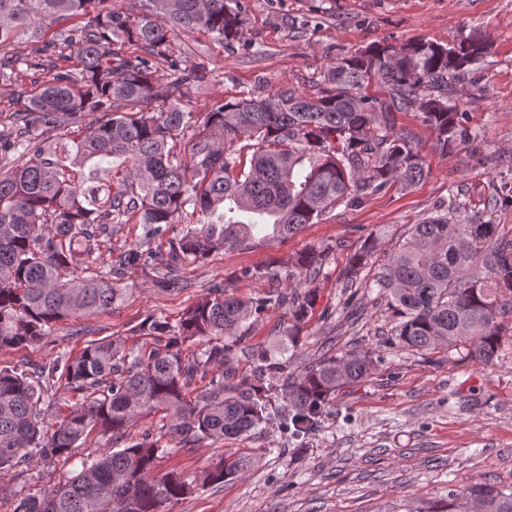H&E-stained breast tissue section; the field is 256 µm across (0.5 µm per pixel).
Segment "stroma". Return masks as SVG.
Returning <instances> with one entry per match:
<instances>
[{
  "label": "stroma",
  "instance_id": "obj_1",
  "mask_svg": "<svg viewBox=\"0 0 512 512\" xmlns=\"http://www.w3.org/2000/svg\"><path fill=\"white\" fill-rule=\"evenodd\" d=\"M244 30L229 45L202 32L170 38L168 53L185 50L205 65L212 79L198 88L176 90L193 111L215 98L291 88L310 96L324 90L323 72L337 58L373 44L402 46L414 39L452 45L471 33L490 42L489 55L458 86L456 102L468 127L480 134L477 147L452 156L435 148L432 130L416 108L394 112L395 126L410 131L430 172L411 188L391 186L356 208L338 207L284 241L250 250H224L179 265L172 291H159L148 268H133L123 281L128 294L111 310L75 315L54 324L36 348H0V368L41 365L57 355L79 354L91 341L121 338L126 346H150L139 329L150 317L178 323L204 299L213 282L235 296L264 294L271 284L249 271H278L279 287L297 257L309 249L326 254L313 286L318 298L301 326L288 369L298 373L316 362L327 339L337 353L370 352L374 367L364 379L345 385L330 402L320 432L295 449L274 425L250 435L181 447L168 431L165 412L142 418L132 436L151 434L165 453L155 476L176 471L194 485L192 493L163 503L161 512H389L405 505L421 508L446 496L449 482L491 479L512 486V298L500 317L501 347L487 365L463 351L439 348L424 354L392 344L399 322L391 297L356 283L358 309L345 308L342 276L350 256L368 239L378 247L369 272L404 240L411 225L435 213L449 198L482 208L502 183L512 180V0H247ZM332 318H324L325 309ZM279 309L243 325L244 338L233 365L251 366V353L280 345ZM111 436L92 433L68 459L39 462L10 471V489L35 496L50 491L81 468L82 461L111 447ZM254 454L258 461L238 481L206 487L202 478L222 455Z\"/></svg>",
  "mask_w": 512,
  "mask_h": 512
}]
</instances>
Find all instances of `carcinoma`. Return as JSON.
<instances>
[{
	"label": "carcinoma",
	"mask_w": 512,
	"mask_h": 512,
	"mask_svg": "<svg viewBox=\"0 0 512 512\" xmlns=\"http://www.w3.org/2000/svg\"><path fill=\"white\" fill-rule=\"evenodd\" d=\"M136 13L112 0H0V82L41 66L7 48L43 42L40 51L67 47L74 61L49 70L18 97L10 125L0 129V348L43 343L51 323L90 315L124 299L128 269L149 266L155 285L173 284L172 261L204 258L224 249H254L285 240L340 206L359 207L398 184L408 189L428 169L411 132L396 130L388 109L416 107L443 155L478 140L453 104L470 66L489 50L473 33L454 45L425 40L399 48L371 45L344 56L323 74L327 88L308 97L283 88L267 96L217 99L204 115L171 90L206 82L204 65L166 55L175 29L232 43L245 22L244 0H140ZM53 38L44 40L48 30ZM135 51H122L125 45ZM166 66L158 69L160 60ZM389 93H366L371 81ZM251 152L242 164L244 152ZM483 212L453 200L414 224L368 287L389 293L400 318L394 341L411 351L463 348L480 364L500 345L498 291H512V238L496 234ZM184 215L196 218L159 252L117 257L107 276L92 268L104 239L124 224H140L146 244L160 240ZM374 246L354 254L344 277L355 283ZM323 253L311 249L288 275L294 286L247 300L221 282L177 325L157 317L147 330L161 339L149 350L106 337L75 357L61 355L35 374L0 369V477L34 460L63 457L95 430L121 439L155 408L184 445L222 444L274 422L288 440L303 441L322 427L326 406L344 385L365 377L373 354L332 353L298 374L257 349L250 371L230 365L240 324L287 307L295 324L282 330L296 343L298 324L314 310L316 294L303 284L318 277ZM198 340L192 361L182 345ZM83 393L48 426L41 406L52 380ZM204 389L189 397L192 386ZM284 406L272 408V398ZM164 450L149 435L103 448L72 478L31 497L0 485L7 512H159L190 492L177 473L152 476ZM256 459L222 457L202 482L218 487L243 478ZM424 512H512V488L460 480Z\"/></svg>",
	"instance_id": "obj_1"
}]
</instances>
